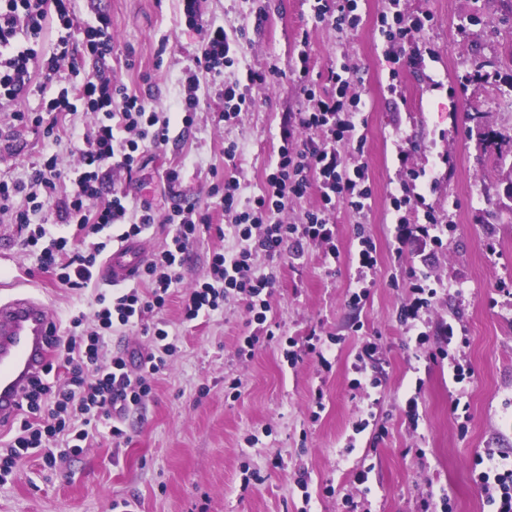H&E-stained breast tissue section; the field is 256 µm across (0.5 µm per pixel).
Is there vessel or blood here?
<instances>
[{"instance_id": "vessel-or-blood-1", "label": "vessel or blood", "mask_w": 512, "mask_h": 512, "mask_svg": "<svg viewBox=\"0 0 512 512\" xmlns=\"http://www.w3.org/2000/svg\"><path fill=\"white\" fill-rule=\"evenodd\" d=\"M142 259L140 243L127 240L113 248L104 270L120 283L134 276ZM54 326L42 300L24 294L0 299V423L19 413L30 379L48 365L46 338Z\"/></svg>"}]
</instances>
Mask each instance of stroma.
Masks as SVG:
<instances>
[{
    "mask_svg": "<svg viewBox=\"0 0 512 512\" xmlns=\"http://www.w3.org/2000/svg\"><path fill=\"white\" fill-rule=\"evenodd\" d=\"M323 0H200L205 23L223 27L234 63L216 82L202 83L201 104L185 124L177 102L203 33L186 25L179 0H72L76 22L105 16L112 32L114 74L149 109L167 113L170 140L145 147L139 167L119 185L130 211L150 202L165 213L166 175L212 216L189 249L180 280L151 321L180 339L179 351L153 383V392L126 418L120 442H98L46 467L41 454L22 459L0 483V512H426L431 490L443 489L448 512H490L476 456L493 448L512 453V0H357L358 26L336 31L315 15ZM402 13L412 29L396 47L381 36L379 19ZM311 67V93L294 72ZM280 70L262 85L247 71ZM347 66V98L357 101L367 138L363 153L341 148L347 167L364 165L373 195L357 212L329 209V241L289 243L277 256L257 254L254 267L274 272L267 324L250 359L237 349L260 330L237 296L193 323L181 314L183 294L207 272L214 252L237 242L220 235L223 221L214 185L237 177L242 197L259 194L283 130L293 147L322 132L295 128L293 116L312 97L336 92L329 70ZM398 71L396 93L387 90ZM246 88L250 109L219 121L224 90ZM0 181L21 179L33 163L58 154L76 158L67 138L52 141L0 108ZM234 160L224 157L229 143ZM422 197L448 226L442 244L396 240V217L421 222L414 207L394 213L391 194ZM376 245L374 268L351 257L360 236ZM428 270L445 289L415 321L401 311L413 299V271ZM360 302L350 300L355 285ZM14 287L45 301L59 331L72 315L93 313L99 278L70 289L39 271L21 251L10 224L0 223V289ZM459 335L445 342L442 329ZM426 331L423 342L414 330ZM336 340L326 362L310 354V337ZM378 346L373 390L354 383L356 355ZM297 353L288 363L286 350ZM471 372L453 383V364ZM419 396V417L405 400ZM370 467L366 485L354 475ZM306 486H298V474Z\"/></svg>",
    "mask_w": 512,
    "mask_h": 512,
    "instance_id": "1",
    "label": "stroma"
}]
</instances>
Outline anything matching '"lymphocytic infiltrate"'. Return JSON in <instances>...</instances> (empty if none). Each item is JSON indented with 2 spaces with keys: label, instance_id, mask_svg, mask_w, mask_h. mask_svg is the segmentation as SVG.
<instances>
[{
  "label": "lymphocytic infiltrate",
  "instance_id": "f902f5d3",
  "mask_svg": "<svg viewBox=\"0 0 512 512\" xmlns=\"http://www.w3.org/2000/svg\"><path fill=\"white\" fill-rule=\"evenodd\" d=\"M181 2L186 23L205 30L181 100L183 120L188 123L200 106L201 76L217 80L234 60L223 28L203 27L199 0ZM51 24L64 29L65 35L45 52L40 43ZM111 55L112 34L103 16L81 26L75 22L70 0H0V105L18 103L34 84H56L59 93L45 100L40 112L14 113V121L55 138L60 120L78 109L97 117L92 132L76 140L79 166L69 194L58 197L59 218L69 234L53 233L51 225H35L30 218L31 212L41 210L42 199L57 197L58 182L67 178L57 155L43 156L26 180L0 181V216L17 224L23 247L36 255L40 270L69 288L88 287L112 243L137 237L157 219L146 203L138 219L129 220L127 195L117 187L115 176L137 168L144 144H167L170 119L147 110L143 99L113 75L108 64ZM85 58L94 59L96 68L84 75L79 62ZM294 121L302 129L323 131L325 141L309 142L300 150L281 145L261 194L252 198L242 199L238 179L225 177L219 207L239 248L213 254L207 274L183 297L185 321L210 314L223 306L225 298L241 295L253 319L265 323L275 279L257 273L253 256L280 254L294 239L329 240L325 210L333 202H346L358 212L368 207L372 191L364 167L344 168L339 151L344 144L359 151L364 148L366 137L354 113L345 111L343 101L329 97L297 113ZM168 182L171 206L164 222L172 230L169 242L152 254L132 286L99 295L94 328H86V316L80 313L70 319L66 335L51 337L55 362L69 377L62 384L34 382L13 435L0 442V475L9 474L16 461L34 449L43 450L47 467H55L57 450L75 451L77 443L98 434L104 420L111 423L109 435L120 438L118 420L144 404L153 381L175 356L177 337L159 324H145L144 318L165 305L191 243L209 226L211 216L182 197L178 171L169 172ZM313 185L320 193V206L308 210L302 223H281L279 216L288 203L302 198ZM19 197L25 207H16ZM133 327L150 336L148 348L133 359L111 352L112 333ZM485 459L478 478L487 503L494 512H512V456L489 453Z\"/></svg>",
  "mask_w": 512,
  "mask_h": 512
}]
</instances>
